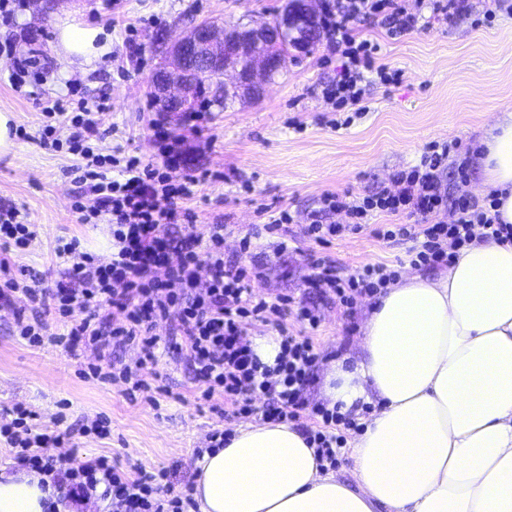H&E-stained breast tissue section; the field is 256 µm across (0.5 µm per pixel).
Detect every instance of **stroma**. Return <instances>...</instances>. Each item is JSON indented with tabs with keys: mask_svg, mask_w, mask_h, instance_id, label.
<instances>
[{
	"mask_svg": "<svg viewBox=\"0 0 512 512\" xmlns=\"http://www.w3.org/2000/svg\"><path fill=\"white\" fill-rule=\"evenodd\" d=\"M283 2L118 0L110 10L102 0H61L44 16L25 6L13 26H0V42L12 41L21 53L41 49L55 72L54 83L24 94L11 87L0 63V111L13 113L16 125L27 132L17 139L15 154L0 156V205H16L38 227L37 240L28 251L12 254V262L37 275L47 273L53 266V241L64 234L79 237L96 253L111 251L108 225L77 221L74 204L93 203L74 180L77 158L40 142L43 99L73 87L107 99L104 149L118 147L155 158L152 124L159 119L174 136L185 137L187 171L199 181L185 203L195 216L193 231L203 237L209 225H227L225 258L267 265L256 291L316 300L304 277L309 257L319 254L349 274L367 263L410 272L409 243L383 241L367 231L328 245L306 239L298 250L279 256L266 253L264 240L247 252L239 241L260 223L259 205L290 209L303 220L317 210L324 193L348 190L358 195L390 186L392 175L414 165L429 143L456 138L463 147L478 146L496 117L512 111V15L500 12L482 25L470 16L450 25L433 23L397 40L363 27L364 37L380 43L381 62L401 70L403 79L397 85L371 86L368 113L341 129L330 126L333 114L320 95L322 85L336 74L335 64L322 62L328 52L323 42L313 54L289 58L260 99L236 101L223 112L211 110L193 126L183 113L158 112L148 95L159 60L158 33L175 39L208 19L269 21ZM67 15L101 26L112 43L111 53L88 71L60 61L54 51L55 24ZM25 303L21 297L15 305L0 304V408L26 404L46 425L61 412L70 424L99 414L108 417L111 438L82 439L80 455H106L121 467L136 464L149 471L174 466L179 478L190 481L196 452L206 447L209 432L238 425V418L213 413L201 400L191 369L163 350L155 371L165 392L157 403L129 398L123 382L83 378L85 364L96 359L93 349L75 358L61 348L33 347L13 335L15 309ZM371 305L365 298L349 313L336 305L323 308L322 323L313 334L321 361L359 357L361 326Z\"/></svg>",
	"mask_w": 512,
	"mask_h": 512,
	"instance_id": "1",
	"label": "stroma"
}]
</instances>
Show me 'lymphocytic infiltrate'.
<instances>
[{
  "mask_svg": "<svg viewBox=\"0 0 512 512\" xmlns=\"http://www.w3.org/2000/svg\"><path fill=\"white\" fill-rule=\"evenodd\" d=\"M492 2L491 8L482 10L476 0H418L414 9L406 0H323L320 19L328 32L329 50L341 60L335 79L322 90L323 99L334 111L349 108L361 114L372 83L401 81L400 70L380 62V44L362 37L361 25L381 28L395 39L429 22L448 24L478 11L488 19L500 11L512 15V0ZM0 60L18 89L28 74H49L43 54L17 53L10 41L0 43ZM105 109L104 102L82 99L71 114L66 101L56 99L44 108L48 123L41 139L54 150L66 149L82 158L76 168L78 180L88 186L95 205H79L75 211L79 223L110 226V255L84 250L78 237H57L53 253L60 277L54 286H45L43 278L15 268L9 257L10 252L31 247L37 238L35 225L18 207L0 206V300L21 295L30 307L29 314L16 316V336L36 347L61 346L72 353L93 348L97 360L88 365L87 376L122 379L130 393L151 403L157 392L151 382L157 352L163 346L173 349L192 370L212 411L224 416L258 412L264 421L279 423L309 417L312 425L306 437L318 462L335 465L345 445L336 428L353 427L355 420L339 408L305 401L303 393L319 355L309 337L288 328L293 320L317 329L319 308L290 294L270 300L256 292L253 284L263 270L225 260L223 225H211L204 238L194 234V216L183 202L193 196L198 180L188 174L173 178L184 152L163 125H156L154 132L159 160L146 162L121 150L102 152L100 114ZM62 116L71 126L64 140L58 138L54 124ZM459 147L455 139L430 144L417 164L393 175L392 189L379 188L363 196L325 193L300 234L291 230L294 216L280 210L264 226L276 237L273 253L286 252L289 242L300 235L325 244L368 229L384 241L411 242V264L437 268L451 264L461 249L477 240L512 244V224L501 221L497 194L481 200L470 195L467 170L457 159ZM447 211L452 212V221L442 220ZM336 212L346 213L349 223H325V216ZM378 213L398 216L399 221L374 223ZM308 267L307 282L322 299L349 310L397 278L396 270L384 263L365 264L349 275L335 261L313 256ZM202 269L208 272L204 282L198 277ZM50 309L65 322V333H49L40 319V311ZM159 321L169 322V336L152 334ZM259 326L277 334L274 364L263 363L246 337L247 328ZM129 347L139 352L134 363L113 359V352ZM109 434L106 417L84 418L61 430L38 423L36 413L22 404L0 418V439L14 462L50 478L70 504L99 499L110 501L112 512H191L192 487L174 481L171 470L149 473L135 465L119 468L104 456L81 459L73 453L63 458L55 453L74 438L103 439Z\"/></svg>",
  "mask_w": 512,
  "mask_h": 512,
  "instance_id": "obj_1",
  "label": "lymphocytic infiltrate"
}]
</instances>
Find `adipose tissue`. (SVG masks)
<instances>
[{
    "mask_svg": "<svg viewBox=\"0 0 512 512\" xmlns=\"http://www.w3.org/2000/svg\"><path fill=\"white\" fill-rule=\"evenodd\" d=\"M112 49L101 27L61 19L56 51L83 68ZM483 184L512 224V113L481 142ZM356 362L324 367L325 396L379 400L355 437L348 487L289 423H244L196 463L200 512H512V245L476 242L448 270L386 288ZM33 471H0V512H45Z\"/></svg>",
    "mask_w": 512,
    "mask_h": 512,
    "instance_id": "adipose-tissue-1",
    "label": "adipose tissue"
}]
</instances>
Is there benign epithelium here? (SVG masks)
<instances>
[{"label":"benign epithelium","instance_id":"7a95c632","mask_svg":"<svg viewBox=\"0 0 512 512\" xmlns=\"http://www.w3.org/2000/svg\"><path fill=\"white\" fill-rule=\"evenodd\" d=\"M316 16L312 0H302L301 11L285 16L275 24L257 23L232 34L205 25L192 29L169 42L176 63L161 78L154 80L155 93L172 111L180 110L191 98L193 82L184 66V58L191 52L208 64L218 66L222 73L233 74L228 86L250 85L261 92L264 87L262 76L272 67L273 60L261 55L260 47L271 38H289L294 42L296 57L307 55L310 49L308 38L313 33Z\"/></svg>","mask_w":512,"mask_h":512}]
</instances>
